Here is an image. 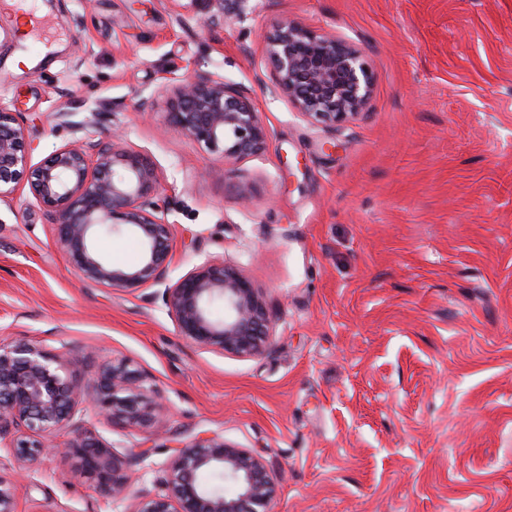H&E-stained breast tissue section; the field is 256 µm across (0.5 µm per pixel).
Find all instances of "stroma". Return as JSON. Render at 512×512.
I'll return each instance as SVG.
<instances>
[{"mask_svg": "<svg viewBox=\"0 0 512 512\" xmlns=\"http://www.w3.org/2000/svg\"><path fill=\"white\" fill-rule=\"evenodd\" d=\"M33 8L43 27L27 38L0 0V107L32 161L73 141L62 104L85 139L121 131L158 169L168 281L234 265L271 330L255 357L199 348L162 286L80 281L27 188L0 199V343L68 349L81 380L127 360L163 403L154 426L84 418L133 477L123 501L90 484L70 435L23 471L1 452L18 512H131L199 436L267 464L273 512H512V0ZM285 19L361 50L364 112L325 128L273 93L266 44ZM192 63L251 98L260 154L227 160L167 126L161 75Z\"/></svg>", "mask_w": 512, "mask_h": 512, "instance_id": "35a3bbf8", "label": "stroma"}]
</instances>
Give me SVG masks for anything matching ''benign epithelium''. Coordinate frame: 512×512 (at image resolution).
Masks as SVG:
<instances>
[{
	"label": "benign epithelium",
	"mask_w": 512,
	"mask_h": 512,
	"mask_svg": "<svg viewBox=\"0 0 512 512\" xmlns=\"http://www.w3.org/2000/svg\"><path fill=\"white\" fill-rule=\"evenodd\" d=\"M273 92L305 118L336 127L364 111L372 74L362 54L334 35L317 34L283 20L269 36ZM168 127L227 160L260 153L266 131L244 92L218 74L194 69L164 76ZM17 112L0 108V198L26 186L55 222L57 242L80 279L112 288L162 285V299L187 342L221 355L263 352L269 321L262 297L234 266L202 263L173 283L166 281L171 252L166 205L156 166L144 155L107 141L76 140L33 164ZM135 236L143 260L117 267L99 254V232ZM223 304L224 314L213 313ZM70 354L26 342L0 345V443L20 467L49 452L55 438L74 433L68 451L86 477L114 499L130 492L123 462L83 430L81 408L131 427L150 424L159 404L147 377L125 360L109 363L88 383L67 374ZM275 479L263 460L216 438L198 437L168 464L164 486L136 497L130 512H270ZM0 512H17L13 483L0 475Z\"/></svg>",
	"instance_id": "obj_1"
}]
</instances>
